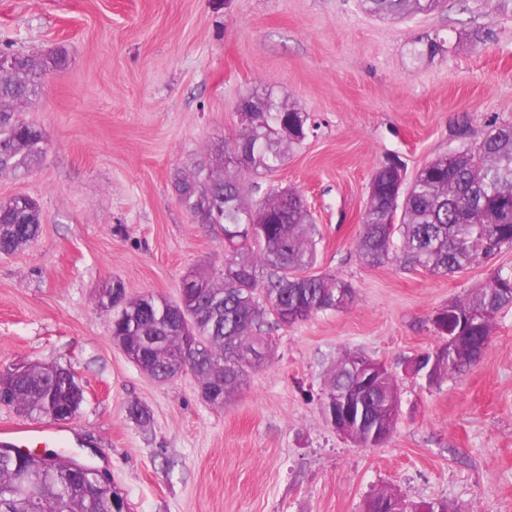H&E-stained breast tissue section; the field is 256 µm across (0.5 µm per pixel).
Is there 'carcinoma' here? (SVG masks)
Wrapping results in <instances>:
<instances>
[{"mask_svg": "<svg viewBox=\"0 0 512 512\" xmlns=\"http://www.w3.org/2000/svg\"><path fill=\"white\" fill-rule=\"evenodd\" d=\"M445 0H359L368 15L399 19L429 15ZM68 63L64 51L32 57L0 49V173L28 167L45 151L40 129L23 117V107L42 93L44 76ZM254 109L234 144H221L205 161L178 178V199L193 223L208 224L224 239V269L216 275L192 270L188 288L170 301L151 294L127 298L121 281L102 290L99 300L118 309L112 338L145 373L167 381L188 367L199 381L201 398L222 407L246 384L249 371L270 356L272 325L290 326L341 308L354 288L335 274H315L317 226L303 194L272 188L253 204L246 182L283 165L286 153L307 135H282L290 123L301 130L309 115L254 91L243 101ZM398 177L380 163L368 184V204L356 250L370 266L396 265L433 275H453L512 247V124L492 122L475 144L426 163L397 194ZM40 205L16 195L0 201V254H13L38 237ZM512 308V268H499L489 281L449 301L433 316L440 338L452 311L463 318L469 339L453 351L427 352L423 367L436 365L430 384L458 375L478 361L474 347L486 346L497 316ZM370 358L345 352L325 381L322 414L350 401L361 423L359 446L371 448L375 433L391 435L400 416L395 376L369 375ZM73 373L60 365L33 364L9 389L8 403L32 420L48 419L69 402L65 386ZM127 416L145 426L148 407L133 403ZM70 459L57 455L36 464L22 456H0V512H113L124 498L110 487L95 497L82 495L70 479Z\"/></svg>", "mask_w": 512, "mask_h": 512, "instance_id": "carcinoma-1", "label": "carcinoma"}]
</instances>
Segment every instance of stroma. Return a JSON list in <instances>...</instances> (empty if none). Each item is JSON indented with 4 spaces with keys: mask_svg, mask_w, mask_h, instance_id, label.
<instances>
[{
    "mask_svg": "<svg viewBox=\"0 0 512 512\" xmlns=\"http://www.w3.org/2000/svg\"><path fill=\"white\" fill-rule=\"evenodd\" d=\"M437 35L447 52L421 55ZM4 43L69 52L25 108L45 153L0 174V200L28 195L44 214L31 246L0 257V371L59 364L86 390L47 449L107 471L131 512H362L384 486L414 512H512V309L469 370L432 386L404 371L438 345L436 311L512 267V249L452 278L370 267L355 249L379 163L399 157L411 177L490 120L512 121V0H446L401 21L358 0H0ZM258 86L316 121L260 185L305 196L320 270L355 294L274 328V356L218 408L192 373L158 382L130 362L97 294L118 279L128 296L172 301L190 270L223 268L222 241L192 223L174 180L236 137V106ZM346 351L396 375L400 418L374 448L340 437L319 407ZM133 402L149 426L128 419Z\"/></svg>",
    "mask_w": 512,
    "mask_h": 512,
    "instance_id": "obj_1",
    "label": "stroma"
}]
</instances>
